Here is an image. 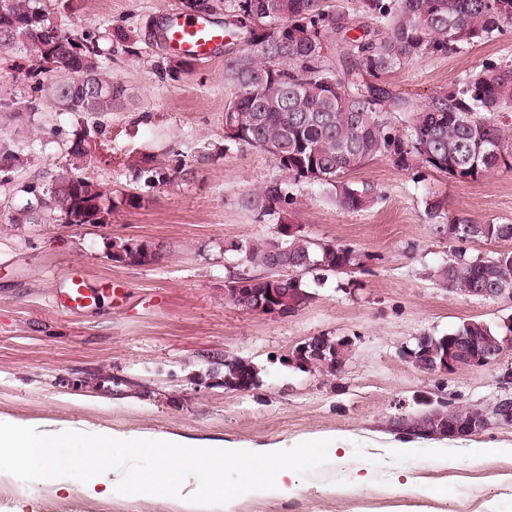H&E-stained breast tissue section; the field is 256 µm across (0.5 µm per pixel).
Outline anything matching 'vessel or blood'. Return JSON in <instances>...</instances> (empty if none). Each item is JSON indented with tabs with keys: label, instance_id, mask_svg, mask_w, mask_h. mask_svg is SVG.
Wrapping results in <instances>:
<instances>
[{
	"label": "vessel or blood",
	"instance_id": "vessel-or-blood-1",
	"mask_svg": "<svg viewBox=\"0 0 512 512\" xmlns=\"http://www.w3.org/2000/svg\"><path fill=\"white\" fill-rule=\"evenodd\" d=\"M164 39L176 54L193 60L211 59L224 42V30L211 22L196 19L188 21L182 17L168 16L164 24ZM98 294L79 273H72L65 288L56 295L57 306L76 312L93 305Z\"/></svg>",
	"mask_w": 512,
	"mask_h": 512
}]
</instances>
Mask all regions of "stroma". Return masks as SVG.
Masks as SVG:
<instances>
[{"label": "stroma", "instance_id": "obj_1", "mask_svg": "<svg viewBox=\"0 0 512 512\" xmlns=\"http://www.w3.org/2000/svg\"><path fill=\"white\" fill-rule=\"evenodd\" d=\"M52 20L70 35L94 33L106 72L127 89L125 106L94 119L44 105L27 118L10 104L26 94V58L0 51V137L28 161L0 186V224L25 206L23 184L48 182L67 163L73 135L101 123L91 163L82 168L109 196L134 192L139 209L117 208L109 223L26 224L0 234V423L78 432L109 429L133 439L173 438L186 445L297 444L332 437L329 462L299 479L287 497H247L233 512H512V426L494 425L463 440H410L395 420L428 407L485 409L512 398L500 376L512 349L494 363L451 375L426 373L404 356L418 337L444 336L463 320L499 326L512 301L448 292L432 276L454 253L436 236L427 200L445 215L478 224H512V170L501 167L460 183L429 167L397 168L381 155L351 173L374 186L366 210L336 208L322 188L293 187L287 221L315 241L365 256L364 267L305 278L311 300L287 316L264 315L225 300L224 282L257 273L241 247L277 237L276 218L258 220L242 198L278 179L271 158L224 137L231 88L224 63L240 44L176 71L174 52L156 38L167 12L220 24L227 0H48ZM488 61L512 63V23L493 41L448 55H423L386 77L415 104L452 87ZM195 162L182 185L147 187L130 164L172 154ZM210 159L197 163L199 154ZM159 249L156 262L112 261V242ZM121 280L117 306L98 297L90 309L53 304L70 269ZM313 336L348 338L336 376L303 372L293 350ZM260 370L248 391L224 386L225 361ZM0 512H185L180 499L87 494L27 483L0 472Z\"/></svg>", "mask_w": 512, "mask_h": 512}]
</instances>
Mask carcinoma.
<instances>
[{
    "instance_id": "1",
    "label": "carcinoma",
    "mask_w": 512,
    "mask_h": 512,
    "mask_svg": "<svg viewBox=\"0 0 512 512\" xmlns=\"http://www.w3.org/2000/svg\"><path fill=\"white\" fill-rule=\"evenodd\" d=\"M8 28L0 33V50L24 55L31 62L27 73L28 98L24 111L35 113L44 101L64 112L104 117L124 106L127 89L103 71L98 43L91 33L73 38L49 18L44 0H0ZM230 12L257 21L264 36L256 40L249 29L229 21L243 32L244 44L226 60L224 79L233 89L224 107L238 134L228 142L243 143L268 154L281 178L242 199L245 208L262 220L276 216L285 223L289 191L294 184L326 187L336 207L357 212L375 201L368 184L346 179L366 161L389 157L401 169L428 166L460 182L475 181L502 166L512 169L496 126L478 121V113L512 112V64L488 62L458 85L442 88L428 102L415 105L389 89L385 76L406 61L425 54L446 55L464 45L488 42L512 22V0H232ZM370 17L375 29L353 36V20ZM79 72L93 91L85 98L72 85ZM384 112H407L411 126L405 137L386 129ZM90 133L74 134L68 148L70 166L51 175L50 183L24 188L31 201L10 218V223L106 224L112 208L121 204L138 209L142 198L124 193L119 201L77 174L92 160L84 148ZM23 167L11 139L0 137V183L12 180ZM194 169L176 155L152 168L133 167V179L156 186L187 181ZM439 234L457 244L480 238L512 241V224H475L452 218L436 224ZM132 241H112V261L127 265L151 263ZM246 260L275 271L254 276L252 294L239 291L241 278L224 282V297L242 307L255 294L270 296L280 315L297 311L310 292L303 275L341 272L354 264L353 250L330 241L315 242L299 230L280 233L265 247L243 245ZM439 267L433 277L452 293L472 296L476 288H504L512 292V251L493 259L465 257ZM464 336L487 357L502 344L503 329L482 320L462 322L451 332ZM327 357L308 358L299 370L335 374L351 349L348 339L328 338ZM259 370L250 361H224V387L238 390L259 385ZM485 412L434 408L399 424L425 429V436L452 433L462 416L481 421Z\"/></svg>"
}]
</instances>
